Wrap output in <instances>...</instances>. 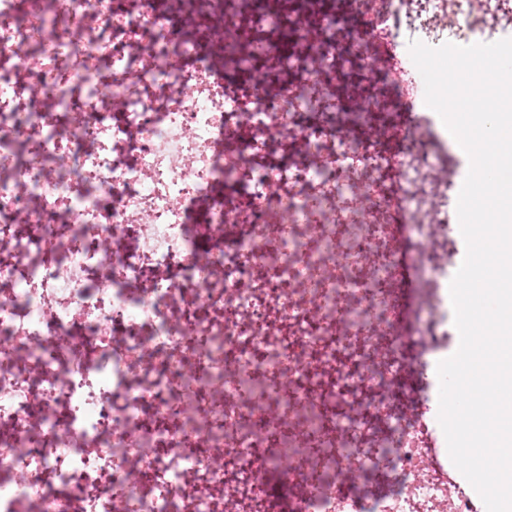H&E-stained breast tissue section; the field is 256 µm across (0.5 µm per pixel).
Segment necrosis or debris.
Wrapping results in <instances>:
<instances>
[{
    "label": "necrosis or debris",
    "mask_w": 512,
    "mask_h": 512,
    "mask_svg": "<svg viewBox=\"0 0 512 512\" xmlns=\"http://www.w3.org/2000/svg\"><path fill=\"white\" fill-rule=\"evenodd\" d=\"M414 2L355 0V40L436 46L444 0ZM182 7L222 29L247 96L163 0H0V512H479L431 471L420 414L392 427L387 497L333 471L316 497L298 465L365 418L337 412L334 370L370 361L361 325L394 365L446 347V135L337 134L320 75L263 37L282 16ZM289 22L335 58L318 4ZM265 58L297 85L268 98ZM406 266L430 302L399 296Z\"/></svg>",
    "instance_id": "obj_1"
}]
</instances>
